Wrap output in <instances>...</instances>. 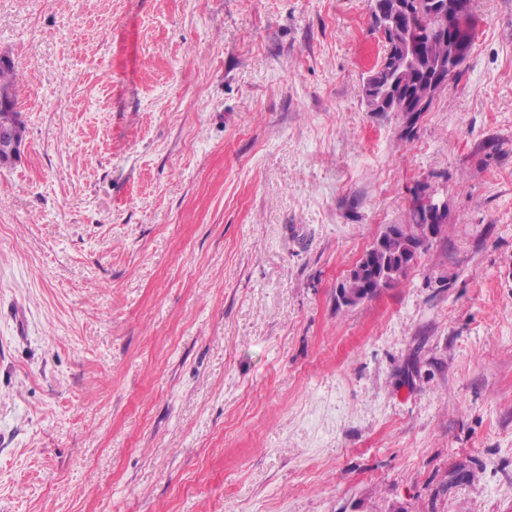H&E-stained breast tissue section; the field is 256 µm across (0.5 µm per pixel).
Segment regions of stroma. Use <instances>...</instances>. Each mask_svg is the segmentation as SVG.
I'll return each mask as SVG.
<instances>
[{
  "instance_id": "obj_1",
  "label": "stroma",
  "mask_w": 512,
  "mask_h": 512,
  "mask_svg": "<svg viewBox=\"0 0 512 512\" xmlns=\"http://www.w3.org/2000/svg\"><path fill=\"white\" fill-rule=\"evenodd\" d=\"M412 139L369 0H0V512H512V0ZM444 241L336 290L415 189ZM2 61L8 60L9 57L1 55ZM0 62V91H7L10 93V99L7 103L0 102V129L11 128L16 124H21L20 112L18 111L17 104V82H18V69L13 60L3 63Z\"/></svg>"
}]
</instances>
